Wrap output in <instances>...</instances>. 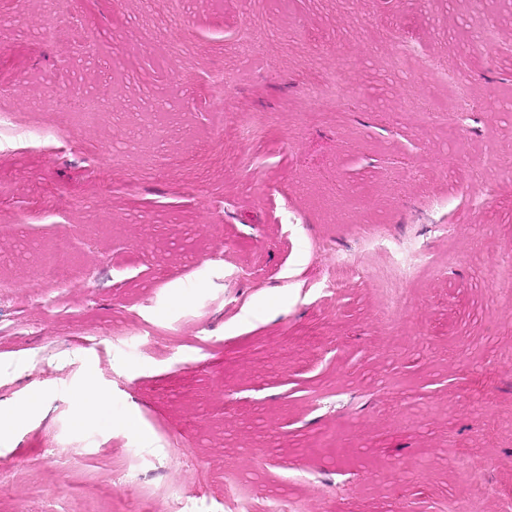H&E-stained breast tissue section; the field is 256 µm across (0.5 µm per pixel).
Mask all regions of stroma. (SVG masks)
I'll return each mask as SVG.
<instances>
[{"label":"stroma","mask_w":512,"mask_h":512,"mask_svg":"<svg viewBox=\"0 0 512 512\" xmlns=\"http://www.w3.org/2000/svg\"><path fill=\"white\" fill-rule=\"evenodd\" d=\"M71 8L51 40L58 0H0V113L49 132L0 149V413L42 394L0 440V512H503L512 168L486 161L512 148V0ZM440 73L475 95L433 120ZM65 91L101 119L64 123ZM245 113L265 137L238 138ZM60 242L66 280L35 278ZM412 246L430 264L396 285ZM90 380L109 402L83 419ZM348 86L343 69L333 70L328 76L316 81L309 90L308 100L312 104H328Z\"/></svg>","instance_id":"1"}]
</instances>
